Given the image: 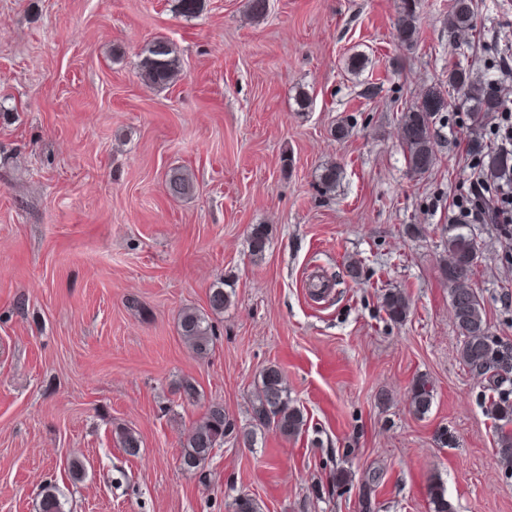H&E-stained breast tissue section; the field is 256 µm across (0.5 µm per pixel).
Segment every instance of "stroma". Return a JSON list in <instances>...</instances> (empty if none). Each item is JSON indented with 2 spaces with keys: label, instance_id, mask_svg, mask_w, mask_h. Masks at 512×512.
Segmentation results:
<instances>
[{
  "label": "stroma",
  "instance_id": "35a3bbf8",
  "mask_svg": "<svg viewBox=\"0 0 512 512\" xmlns=\"http://www.w3.org/2000/svg\"><path fill=\"white\" fill-rule=\"evenodd\" d=\"M453 2L418 0L409 46L394 29L403 0H268L258 20L247 0H204L191 17L177 0H0V512H39L47 482L65 512H232L244 493L262 512H360L375 474L374 512H433L436 487L453 512H512L442 263L472 146L489 144L496 115L473 126L449 93L421 177L401 144L402 113L447 86L450 65L500 76L512 0H475L463 35L448 28ZM157 38L183 66L162 90L137 75ZM355 53L369 59L358 74ZM326 161L342 169L329 195ZM174 168L193 175V195H168ZM256 224L269 228L260 257ZM468 231L473 284L493 332L512 339V266L492 225ZM315 277L329 289L314 297ZM219 283L230 302L202 358L178 319L211 314ZM388 288L411 300L404 322L381 308ZM271 365L306 420L298 436L252 417ZM422 377L434 398L421 416L410 396ZM187 382L196 400L181 396ZM214 402L234 431L199 475L180 457Z\"/></svg>",
  "mask_w": 512,
  "mask_h": 512
}]
</instances>
